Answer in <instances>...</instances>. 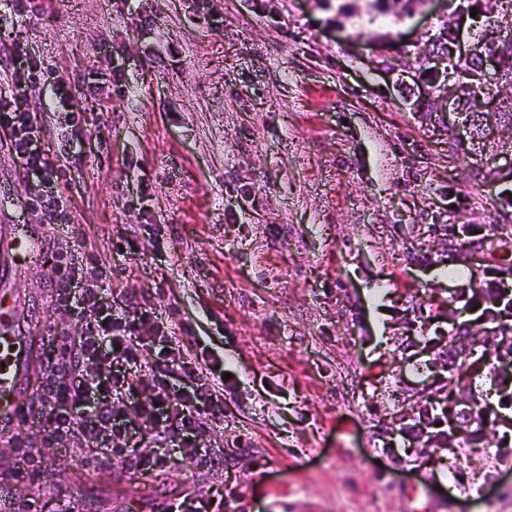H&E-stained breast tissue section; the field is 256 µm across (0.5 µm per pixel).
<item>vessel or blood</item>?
<instances>
[{
	"label": "vessel or blood",
	"instance_id": "obj_1",
	"mask_svg": "<svg viewBox=\"0 0 512 512\" xmlns=\"http://www.w3.org/2000/svg\"><path fill=\"white\" fill-rule=\"evenodd\" d=\"M41 256L39 240L26 228H14L0 239V257L9 266L30 263ZM34 347L17 314L15 299L0 291V430H10L30 411L24 384L32 365Z\"/></svg>",
	"mask_w": 512,
	"mask_h": 512
}]
</instances>
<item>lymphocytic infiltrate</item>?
Instances as JSON below:
<instances>
[{"label":"lymphocytic infiltrate","mask_w":512,"mask_h":512,"mask_svg":"<svg viewBox=\"0 0 512 512\" xmlns=\"http://www.w3.org/2000/svg\"><path fill=\"white\" fill-rule=\"evenodd\" d=\"M41 81L63 94V80L40 58L16 49L0 59V133L16 171L37 183L25 208L41 213L53 230L71 221L58 186L83 160L69 135L82 113L36 111L25 90ZM60 137L64 145L48 153L46 143ZM111 278L95 251L55 258L46 284L49 303L72 322L44 341L40 381L29 404L42 433L40 449L25 450L30 481L62 454L93 472L111 469L113 457H121L122 473L131 479L183 464L205 471L211 464L204 442L212 421L224 414L223 368L193 357L184 342L192 332L187 323L108 291ZM146 324L153 335H141Z\"/></svg>","instance_id":"f902f5d3"}]
</instances>
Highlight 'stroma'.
<instances>
[{
	"label": "stroma",
	"mask_w": 512,
	"mask_h": 512,
	"mask_svg": "<svg viewBox=\"0 0 512 512\" xmlns=\"http://www.w3.org/2000/svg\"><path fill=\"white\" fill-rule=\"evenodd\" d=\"M159 34L137 29L121 0H66L0 29L56 69L67 95L35 84L38 108H81L84 161L59 183L75 234L100 242L140 225L115 258L112 289L192 325L231 377L224 418L205 446L209 472L183 467L136 483L121 460L92 474L58 458L43 480L14 486L13 512H164L186 482L217 485L224 512H512V459L499 481L482 466L453 474L440 450L410 447L395 465L379 413L431 380L397 369L394 349L422 351L448 333V300L505 283L512 255V151L498 178L485 159L448 154V118L415 115L396 90L404 45L426 46L444 15L370 20L354 0H135ZM121 65L124 93L90 97L99 70ZM30 191L0 139V215L40 230ZM438 224L468 225L448 246ZM461 265L469 276L438 275ZM50 252L4 283L31 335L60 320L47 302Z\"/></svg>",
	"instance_id": "35a3bbf8"
}]
</instances>
